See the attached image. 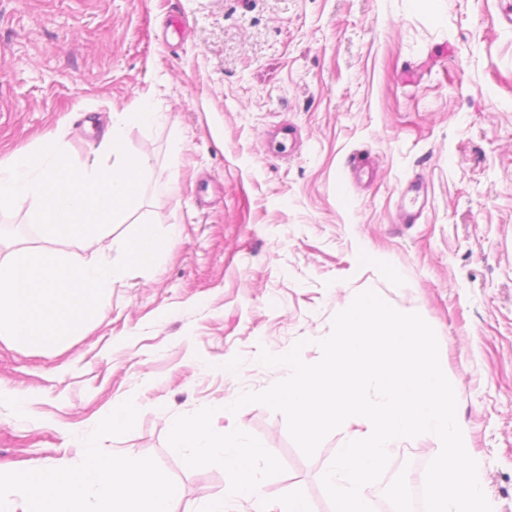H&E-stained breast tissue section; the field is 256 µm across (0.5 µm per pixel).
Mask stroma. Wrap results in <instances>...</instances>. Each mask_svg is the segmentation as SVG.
Wrapping results in <instances>:
<instances>
[{
    "label": "stroma",
    "mask_w": 512,
    "mask_h": 512,
    "mask_svg": "<svg viewBox=\"0 0 512 512\" xmlns=\"http://www.w3.org/2000/svg\"><path fill=\"white\" fill-rule=\"evenodd\" d=\"M512 0H0V160L54 133L72 163L107 129L146 160L141 195L106 239L57 242L75 262L119 261L138 223L179 227L147 268L116 282L94 328L57 356L0 343V461H78L125 399L135 428L105 451L151 456L182 508L223 493L219 467L187 468L173 419L211 406L284 464L266 497L303 490L332 512L313 458L281 413L246 391L288 374L257 363L317 339L372 289L435 330L496 512H512ZM148 103L157 120L123 115ZM370 168L359 179L349 160ZM420 218L405 224L403 202ZM32 201L0 212V250L42 246ZM438 450L391 452L364 493L423 487Z\"/></svg>",
    "instance_id": "35a3bbf8"
}]
</instances>
